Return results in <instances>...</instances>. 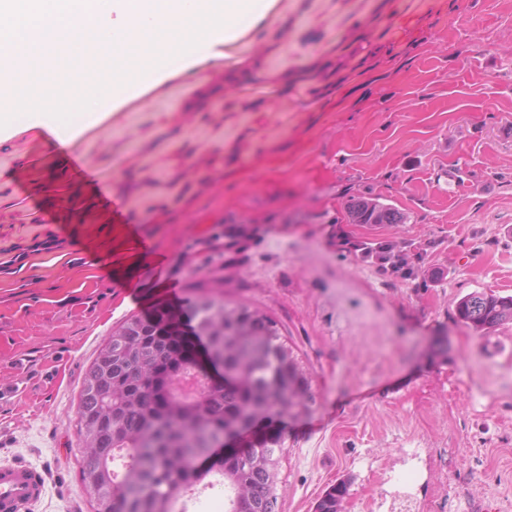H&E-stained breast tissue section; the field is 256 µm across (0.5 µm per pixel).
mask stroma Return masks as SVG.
I'll return each mask as SVG.
<instances>
[{
  "mask_svg": "<svg viewBox=\"0 0 512 512\" xmlns=\"http://www.w3.org/2000/svg\"><path fill=\"white\" fill-rule=\"evenodd\" d=\"M149 218L186 302L218 296L272 320L311 401L276 422L277 512H512V326L456 325L459 295L512 294V0H274L252 27L144 94L129 92L68 148L35 131L0 148V462L44 471L30 512H93L81 491L84 373L134 316L66 225L104 234L66 152ZM457 172L462 189L444 184ZM391 200L404 224L352 238L433 240L442 281L392 280L337 251L346 190ZM244 230L241 250L226 233ZM57 242L30 250L33 237ZM28 247L10 261L4 246ZM448 341L436 361L432 346ZM348 492L346 481H340L336 485L327 488L316 504V512H339V504L344 500Z\"/></svg>",
  "mask_w": 512,
  "mask_h": 512,
  "instance_id": "stroma-1",
  "label": "stroma"
}]
</instances>
